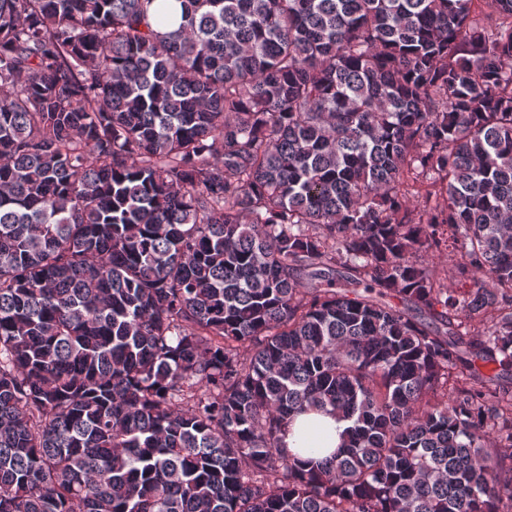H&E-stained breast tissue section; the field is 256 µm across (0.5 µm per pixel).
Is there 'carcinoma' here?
Returning <instances> with one entry per match:
<instances>
[{
	"mask_svg": "<svg viewBox=\"0 0 512 512\" xmlns=\"http://www.w3.org/2000/svg\"><path fill=\"white\" fill-rule=\"evenodd\" d=\"M181 8L0 0V512H512V0ZM311 426L317 427L322 435V443L317 455L322 458L332 453L340 445L341 434L347 424L328 414L298 415L283 434V443L286 448L307 456L308 452L305 448H310V446L307 445L305 433Z\"/></svg>",
	"mask_w": 512,
	"mask_h": 512,
	"instance_id": "obj_1",
	"label": "carcinoma"
}]
</instances>
